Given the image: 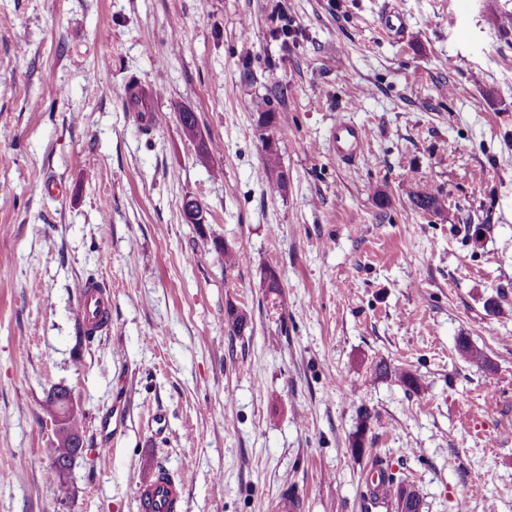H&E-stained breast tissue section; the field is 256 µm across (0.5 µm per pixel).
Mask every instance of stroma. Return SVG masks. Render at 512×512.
<instances>
[{
    "mask_svg": "<svg viewBox=\"0 0 512 512\" xmlns=\"http://www.w3.org/2000/svg\"><path fill=\"white\" fill-rule=\"evenodd\" d=\"M509 15L512 0H0V512H138L156 466L183 480L184 512H275L285 494L361 512L378 461L421 512H512ZM132 79L157 126L128 106ZM340 121L369 133L351 164ZM425 187L439 211L411 205ZM189 197L205 223L186 222ZM88 281L112 291V331L83 341ZM381 360L420 391L373 379ZM53 387L89 446L61 480ZM178 119L185 135L192 141L200 144V153L204 157H209L213 152L218 151L216 144L213 142H207L203 138L195 112L190 110L178 112Z\"/></svg>",
    "mask_w": 512,
    "mask_h": 512,
    "instance_id": "obj_1",
    "label": "stroma"
}]
</instances>
